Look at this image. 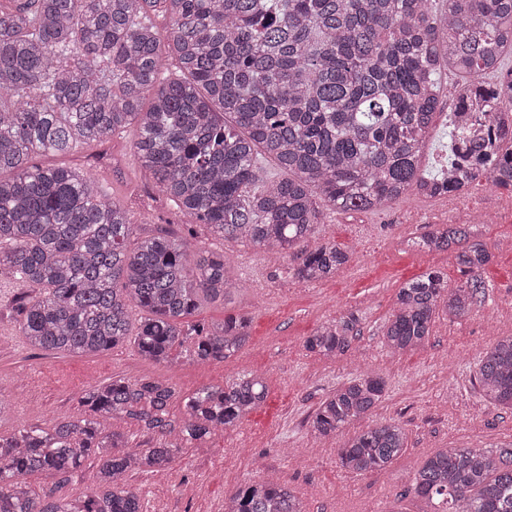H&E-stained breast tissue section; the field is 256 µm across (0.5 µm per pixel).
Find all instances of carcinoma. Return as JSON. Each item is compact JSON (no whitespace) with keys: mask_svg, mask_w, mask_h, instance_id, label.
<instances>
[{"mask_svg":"<svg viewBox=\"0 0 512 512\" xmlns=\"http://www.w3.org/2000/svg\"><path fill=\"white\" fill-rule=\"evenodd\" d=\"M0 5V282L18 286L22 336L46 352L97 355L134 336L155 363L221 362L249 340L248 321L186 326L205 300L239 290L224 255L192 258L185 238L137 234L120 202L88 173L33 166L74 158L128 130L141 177L211 236L287 252L315 237L323 212L381 208L417 185L452 193L486 179L512 190V131L487 145L451 129L447 170H419L448 71L468 95L501 96L512 53V0H8ZM167 14L162 33L155 17ZM446 252L470 276L450 288L439 271L401 286L383 325L393 355L424 346L436 318L482 301L490 260L465 224L411 241ZM349 253L331 241L293 254V275L326 280ZM141 313L132 319V311ZM351 320L324 323L307 351L336 360L353 349ZM484 398L512 411V336L480 357ZM385 380L361 371L314 410L311 433L333 441L381 401ZM267 397L249 373L180 396L168 383L114 379L88 389L81 417L0 434V512H142L129 472L166 471L184 448L234 426ZM182 403L180 414L171 411ZM152 437L129 449L114 424ZM407 448L405 427L380 422L337 447L353 475L382 471ZM97 460L96 490L38 494L30 476L68 480ZM410 492L432 512H512V443L441 448L414 471ZM224 512H306L275 476L240 485Z\"/></svg>","mask_w":512,"mask_h":512,"instance_id":"cac0c4a2","label":"carcinoma"}]
</instances>
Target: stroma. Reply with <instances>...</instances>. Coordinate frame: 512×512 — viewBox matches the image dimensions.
Returning a JSON list of instances; mask_svg holds the SVG:
<instances>
[{
	"instance_id": "1",
	"label": "stroma",
	"mask_w": 512,
	"mask_h": 512,
	"mask_svg": "<svg viewBox=\"0 0 512 512\" xmlns=\"http://www.w3.org/2000/svg\"><path fill=\"white\" fill-rule=\"evenodd\" d=\"M131 142L126 136L108 144L112 163L100 171V186L129 206L140 233L188 235L196 251L223 254L239 291L205 302L187 322L244 315L250 320V340L235 355L207 364L152 363L130 341L100 355L42 352L32 349L16 326L17 288L1 285L0 398L13 412L0 422V431L46 428L58 417L79 416L83 393L115 378H157L186 394L250 371L263 374L268 386L263 404L223 435L186 448L173 469L134 477L132 487L143 499L144 512H224V499L234 488L270 472L306 499L308 512H385L394 502L403 512H426L427 503L407 489L427 455L439 448L512 442V413L487 403L474 380L481 354L512 334L511 191L482 181L462 202L464 218L473 222L491 254L481 272L487 285L484 301L468 317L437 318L423 348L393 358L381 340L398 289L431 270L444 273L452 287L467 278L447 254L408 245L441 221L443 201L408 194L363 216L325 211L315 239L345 247L349 260L333 278L309 283L289 275L292 256L213 239L195 217L139 178ZM341 319L354 321L357 354L387 383L373 421L399 422L408 435L401 458L363 476L341 471L335 448L317 447L308 423L325 395L358 371L352 357L331 362L303 347L318 326Z\"/></svg>"
}]
</instances>
